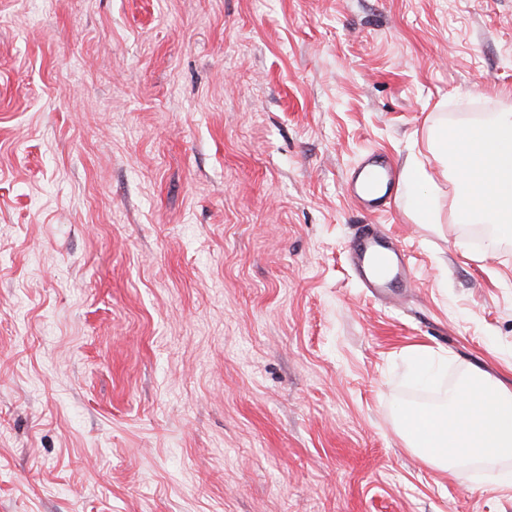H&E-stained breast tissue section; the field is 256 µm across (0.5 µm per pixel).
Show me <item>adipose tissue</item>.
Listing matches in <instances>:
<instances>
[{"mask_svg":"<svg viewBox=\"0 0 512 512\" xmlns=\"http://www.w3.org/2000/svg\"><path fill=\"white\" fill-rule=\"evenodd\" d=\"M436 153L459 177L455 216L461 224H494L512 234V113L469 125L460 144L439 134ZM434 177L420 163L404 174L409 209L418 223L435 221L429 192ZM404 437L424 461L450 470L467 457L512 456V390L485 376L468 383L440 410L404 413Z\"/></svg>","mask_w":512,"mask_h":512,"instance_id":"adipose-tissue-1","label":"adipose tissue"}]
</instances>
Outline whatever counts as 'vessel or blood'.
Masks as SVG:
<instances>
[{"instance_id":"b4317fda","label":"vessel or blood","mask_w":512,"mask_h":512,"mask_svg":"<svg viewBox=\"0 0 512 512\" xmlns=\"http://www.w3.org/2000/svg\"><path fill=\"white\" fill-rule=\"evenodd\" d=\"M396 171L378 156H369L346 184L347 192L368 213H376L391 197ZM350 259L357 277L365 287L384 293L410 286L413 267L409 254L378 231L365 229L353 237Z\"/></svg>"}]
</instances>
